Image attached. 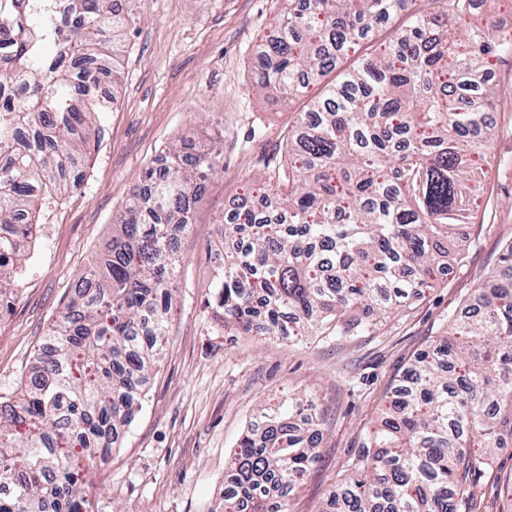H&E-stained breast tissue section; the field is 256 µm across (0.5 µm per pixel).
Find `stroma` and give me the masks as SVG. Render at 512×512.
<instances>
[{
	"label": "stroma",
	"instance_id": "stroma-1",
	"mask_svg": "<svg viewBox=\"0 0 512 512\" xmlns=\"http://www.w3.org/2000/svg\"><path fill=\"white\" fill-rule=\"evenodd\" d=\"M445 0H413L346 57L359 66ZM284 0H141L128 22L116 102L99 117L83 167L81 194L41 212L37 239L12 310L0 318V402L11 401L48 340L49 323L112 237L116 215L143 187L146 169L169 162L167 149L192 141L222 159L195 205L167 305L168 333L149 372L141 411L107 462L82 459L91 474L89 512H216L229 455L250 420L288 397L313 399L320 456L290 512H319L351 474L404 370L440 336L449 315L496 276L512 243V55L490 72L501 89L478 209L458 237L466 248L435 287L375 320L369 331L335 330L290 339L264 332L228 336L207 300L222 276L213 263L217 228L250 178L285 159L288 132L316 95L273 104L253 87L258 46L272 34ZM512 449L475 478L480 512H512L504 485Z\"/></svg>",
	"mask_w": 512,
	"mask_h": 512
}]
</instances>
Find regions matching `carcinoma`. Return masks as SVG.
Returning <instances> with one entry per match:
<instances>
[{
    "instance_id": "carcinoma-1",
    "label": "carcinoma",
    "mask_w": 512,
    "mask_h": 512,
    "mask_svg": "<svg viewBox=\"0 0 512 512\" xmlns=\"http://www.w3.org/2000/svg\"><path fill=\"white\" fill-rule=\"evenodd\" d=\"M113 0H0V318L10 311L39 213L73 192L96 119L112 100L89 70L117 78L131 5ZM410 0H288L263 43L255 88L297 97L336 69ZM472 0L414 17L396 41L325 88L288 136L285 165L249 193L273 191L282 218L240 205L224 223V275L207 307L224 332L295 336L370 318L437 281L448 239L477 207L470 172L491 149L499 94L483 79L512 52L494 24L457 21ZM145 173L144 194L116 216L112 241L58 312L41 362L17 400L0 404V512H85L76 461L100 460L133 420L156 345L166 333L180 234L221 157L186 142ZM501 277L448 320L433 350L403 373L319 512H459L474 475L512 448V244ZM314 403L295 397L264 412L230 455L221 512H289L317 458Z\"/></svg>"
}]
</instances>
